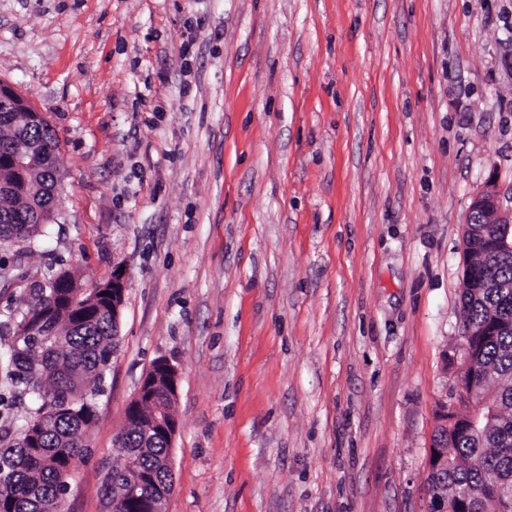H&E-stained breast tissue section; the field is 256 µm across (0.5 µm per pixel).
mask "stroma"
<instances>
[{
  "instance_id": "1",
  "label": "stroma",
  "mask_w": 512,
  "mask_h": 512,
  "mask_svg": "<svg viewBox=\"0 0 512 512\" xmlns=\"http://www.w3.org/2000/svg\"><path fill=\"white\" fill-rule=\"evenodd\" d=\"M0 82L64 163L50 233L0 244V443L28 283H127L64 512H102L161 359L167 512H430L469 206L512 209V0H0ZM158 365L166 379L167 400L164 405L154 407L153 416L148 422L141 425V429L145 435L163 434L167 436L171 442L170 448H172L177 431V420L171 415L168 407L174 405L177 399L178 374L176 368L165 360H160Z\"/></svg>"
}]
</instances>
